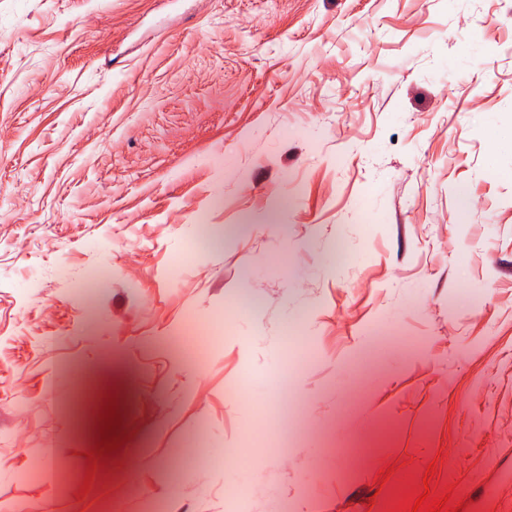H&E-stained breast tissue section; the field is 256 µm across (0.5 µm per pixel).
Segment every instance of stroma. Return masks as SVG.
<instances>
[{"mask_svg": "<svg viewBox=\"0 0 512 512\" xmlns=\"http://www.w3.org/2000/svg\"><path fill=\"white\" fill-rule=\"evenodd\" d=\"M476 488L512 512V0H0V512Z\"/></svg>", "mask_w": 512, "mask_h": 512, "instance_id": "stroma-1", "label": "stroma"}]
</instances>
